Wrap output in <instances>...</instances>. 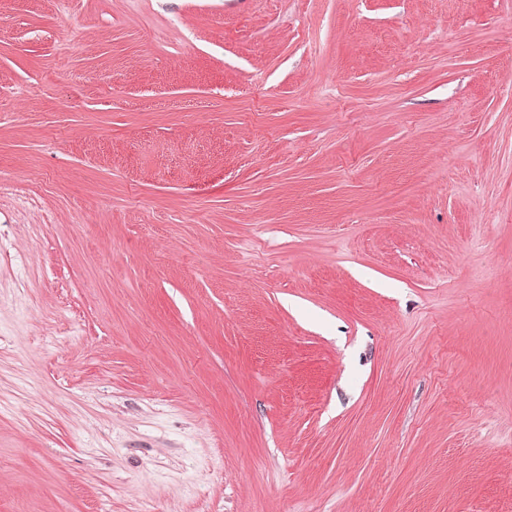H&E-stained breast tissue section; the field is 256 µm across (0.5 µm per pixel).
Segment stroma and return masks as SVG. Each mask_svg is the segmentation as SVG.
I'll return each mask as SVG.
<instances>
[{
	"mask_svg": "<svg viewBox=\"0 0 512 512\" xmlns=\"http://www.w3.org/2000/svg\"><path fill=\"white\" fill-rule=\"evenodd\" d=\"M0 24V512H512V0Z\"/></svg>",
	"mask_w": 512,
	"mask_h": 512,
	"instance_id": "1",
	"label": "stroma"
}]
</instances>
